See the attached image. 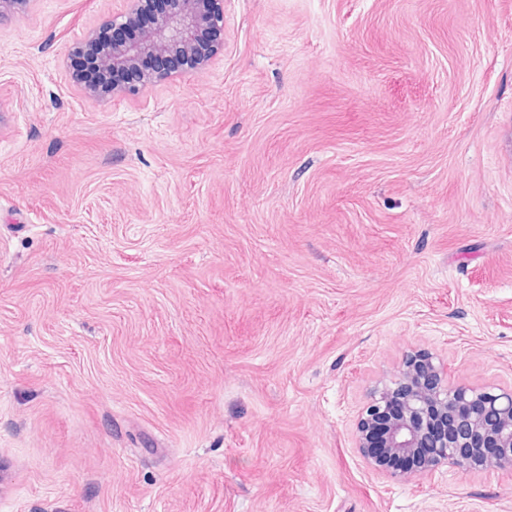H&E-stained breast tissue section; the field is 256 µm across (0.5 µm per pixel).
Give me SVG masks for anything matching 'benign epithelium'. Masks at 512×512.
<instances>
[{
	"label": "benign epithelium",
	"mask_w": 512,
	"mask_h": 512,
	"mask_svg": "<svg viewBox=\"0 0 512 512\" xmlns=\"http://www.w3.org/2000/svg\"><path fill=\"white\" fill-rule=\"evenodd\" d=\"M128 7L104 27L134 24L145 0H127ZM224 26V0H168L155 12L149 28L138 39L114 43L96 65L104 69L132 70L149 55L180 53L191 56L197 29ZM79 91L92 99L112 93H134L135 84L102 91L75 79ZM356 447L367 464L393 481L441 465L463 469L512 470V389L475 388L448 380L441 363L427 354L408 356L395 377L376 388L357 425ZM426 446L430 455L421 465L402 469L395 461L411 457ZM493 449L491 457L484 448Z\"/></svg>",
	"instance_id": "benign-epithelium-1"
}]
</instances>
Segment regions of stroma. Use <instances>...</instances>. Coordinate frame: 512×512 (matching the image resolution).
<instances>
[{"label":"stroma","mask_w":512,"mask_h":512,"mask_svg":"<svg viewBox=\"0 0 512 512\" xmlns=\"http://www.w3.org/2000/svg\"><path fill=\"white\" fill-rule=\"evenodd\" d=\"M125 6L0 17V512H512L354 444L409 352L512 385V0H224L85 98ZM187 64L180 57H165V58H152L145 60L142 64L144 70L155 69L157 67H165L159 68L149 74H147L141 81L137 82L143 85L144 83H156L162 80L167 79L173 72L170 69H175L177 65H185Z\"/></svg>","instance_id":"1"}]
</instances>
